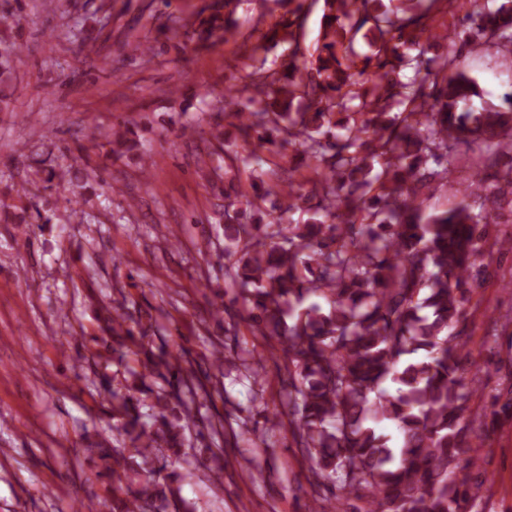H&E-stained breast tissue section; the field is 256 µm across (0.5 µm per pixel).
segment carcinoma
<instances>
[{
    "label": "carcinoma",
    "mask_w": 512,
    "mask_h": 512,
    "mask_svg": "<svg viewBox=\"0 0 512 512\" xmlns=\"http://www.w3.org/2000/svg\"><path fill=\"white\" fill-rule=\"evenodd\" d=\"M316 47H301L302 7L274 23L253 47L288 44L282 71L252 66L227 89L247 95L230 113L240 150L212 136L197 163L224 150V253L230 287L247 303L250 326L282 346L289 428L310 463L311 485L337 486L345 512H466L481 497L468 447L469 398L480 367L463 362L466 343L448 332L475 284L487 227L512 208V93L499 107L477 108V81L466 50L490 44L512 54V0H323ZM237 0H213L208 33L224 15L233 34ZM464 12L462 30L433 31L432 10ZM365 39L370 53L358 50ZM436 49L425 56L421 46ZM419 48L416 55L410 54ZM17 45L0 49V82L11 79ZM340 119H335V116ZM301 158L306 173L277 162L264 170L249 148ZM475 145L468 178L448 183L456 145ZM461 196L441 213L424 210L427 192ZM314 211L293 224L296 211ZM106 353L127 367L124 392H112V419L140 459L112 484V512H180L164 451L181 457L205 383L179 345L145 349L142 311L113 308ZM396 387L390 394L385 382ZM154 394L151 420L141 411ZM398 431L394 440L385 432ZM367 500L370 509L351 503Z\"/></svg>",
    "instance_id": "carcinoma-1"
}]
</instances>
